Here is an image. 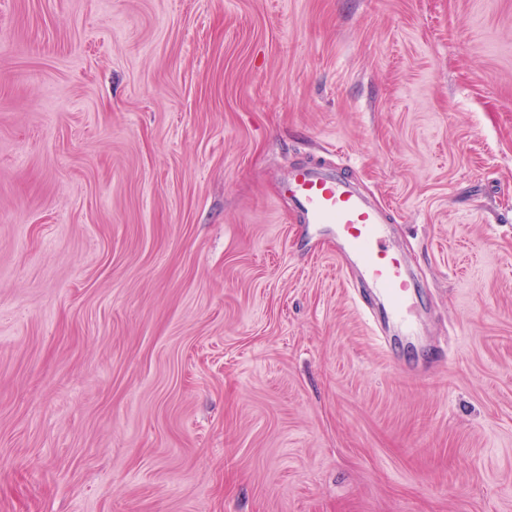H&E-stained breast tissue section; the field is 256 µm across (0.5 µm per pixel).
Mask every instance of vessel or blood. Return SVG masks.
Listing matches in <instances>:
<instances>
[{
    "label": "vessel or blood",
    "instance_id": "obj_1",
    "mask_svg": "<svg viewBox=\"0 0 512 512\" xmlns=\"http://www.w3.org/2000/svg\"><path fill=\"white\" fill-rule=\"evenodd\" d=\"M287 190L299 206L301 223L333 238L349 263L354 283L381 335L410 336L418 313L416 279L404 256L386 243V215L349 181L319 165L294 168Z\"/></svg>",
    "mask_w": 512,
    "mask_h": 512
}]
</instances>
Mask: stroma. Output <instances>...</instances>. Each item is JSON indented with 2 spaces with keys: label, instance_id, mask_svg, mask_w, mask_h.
Instances as JSON below:
<instances>
[{
  "label": "stroma",
  "instance_id": "35a3bbf8",
  "mask_svg": "<svg viewBox=\"0 0 512 512\" xmlns=\"http://www.w3.org/2000/svg\"><path fill=\"white\" fill-rule=\"evenodd\" d=\"M0 512H512V0H0ZM287 190L299 206L301 224L336 241V252L349 262L365 307L387 342L413 336L418 313L413 299L416 279L404 256L386 243V215L349 181L333 177L321 165L294 168ZM374 295L379 305L369 298Z\"/></svg>",
  "mask_w": 512,
  "mask_h": 512
}]
</instances>
